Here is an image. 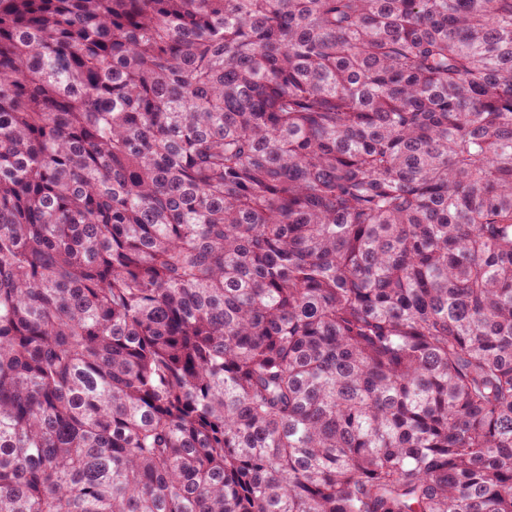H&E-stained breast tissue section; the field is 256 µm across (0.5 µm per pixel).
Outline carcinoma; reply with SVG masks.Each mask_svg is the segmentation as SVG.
I'll return each mask as SVG.
<instances>
[{
  "instance_id": "cac0c4a2",
  "label": "carcinoma",
  "mask_w": 512,
  "mask_h": 512,
  "mask_svg": "<svg viewBox=\"0 0 512 512\" xmlns=\"http://www.w3.org/2000/svg\"><path fill=\"white\" fill-rule=\"evenodd\" d=\"M0 512H512V0H0Z\"/></svg>"
}]
</instances>
